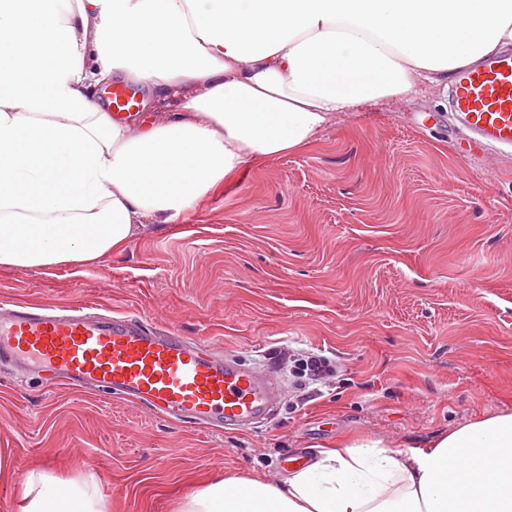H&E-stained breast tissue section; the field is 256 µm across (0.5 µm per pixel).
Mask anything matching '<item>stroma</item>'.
<instances>
[{
  "label": "stroma",
  "mask_w": 512,
  "mask_h": 512,
  "mask_svg": "<svg viewBox=\"0 0 512 512\" xmlns=\"http://www.w3.org/2000/svg\"><path fill=\"white\" fill-rule=\"evenodd\" d=\"M448 93L367 104L235 173L173 224L80 268H0V300L93 302L275 375L273 415L205 430L0 368V512L25 478L94 477L109 512H176L229 475L379 439L423 443L512 409V151L449 133ZM335 372L301 387L294 356Z\"/></svg>",
  "instance_id": "obj_1"
}]
</instances>
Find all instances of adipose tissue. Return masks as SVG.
I'll use <instances>...</instances> for the list:
<instances>
[{
  "label": "adipose tissue",
  "instance_id": "obj_1",
  "mask_svg": "<svg viewBox=\"0 0 512 512\" xmlns=\"http://www.w3.org/2000/svg\"><path fill=\"white\" fill-rule=\"evenodd\" d=\"M512 44V0H0V267H79L174 223L336 113L439 84ZM132 82L175 110L114 115ZM19 512H105L96 482ZM179 512H512V410L425 448L326 449L278 483L227 477Z\"/></svg>",
  "mask_w": 512,
  "mask_h": 512
}]
</instances>
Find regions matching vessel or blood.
I'll list each match as a JSON object with an SVG mask.
<instances>
[{
  "mask_svg": "<svg viewBox=\"0 0 512 512\" xmlns=\"http://www.w3.org/2000/svg\"><path fill=\"white\" fill-rule=\"evenodd\" d=\"M455 121L474 143L512 146V50L459 72L449 91ZM52 373L62 386L103 388L168 417L214 429L266 419L268 376L202 343L163 335L95 306L0 304V363Z\"/></svg>",
  "mask_w": 512,
  "mask_h": 512,
  "instance_id": "obj_1",
  "label": "vessel or blood"
}]
</instances>
